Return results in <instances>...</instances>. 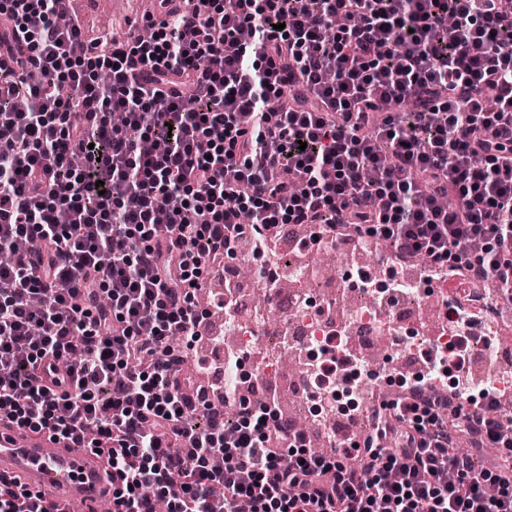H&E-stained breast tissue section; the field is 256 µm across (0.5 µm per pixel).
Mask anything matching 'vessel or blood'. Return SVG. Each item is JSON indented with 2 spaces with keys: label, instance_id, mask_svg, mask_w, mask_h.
I'll list each match as a JSON object with an SVG mask.
<instances>
[{
  "label": "vessel or blood",
  "instance_id": "1",
  "mask_svg": "<svg viewBox=\"0 0 512 512\" xmlns=\"http://www.w3.org/2000/svg\"><path fill=\"white\" fill-rule=\"evenodd\" d=\"M0 473L42 490L54 501L55 512H85L90 502L103 500L112 490L106 459L5 421H0Z\"/></svg>",
  "mask_w": 512,
  "mask_h": 512
}]
</instances>
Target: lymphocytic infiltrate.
Listing matches in <instances>:
<instances>
[{"instance_id": "1", "label": "lymphocytic infiltrate", "mask_w": 512, "mask_h": 512, "mask_svg": "<svg viewBox=\"0 0 512 512\" xmlns=\"http://www.w3.org/2000/svg\"><path fill=\"white\" fill-rule=\"evenodd\" d=\"M159 2L150 39L104 47L58 25L68 0L0 7V251L40 245L0 264V420L108 457L112 512H512L482 396L381 403L318 455L244 396L226 425L180 369L210 260L286 224L512 299V7ZM458 416L488 464L458 451ZM0 512L54 508L0 475Z\"/></svg>"}]
</instances>
